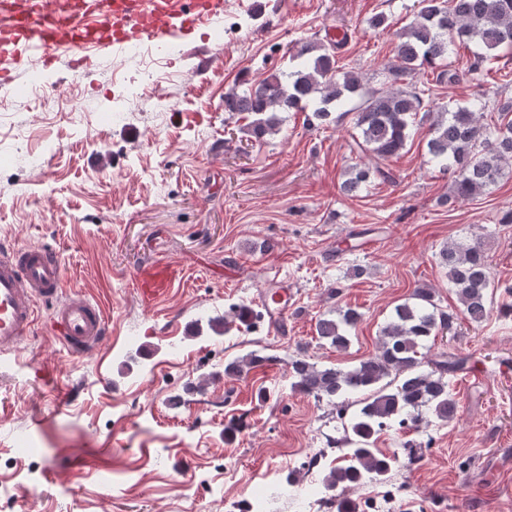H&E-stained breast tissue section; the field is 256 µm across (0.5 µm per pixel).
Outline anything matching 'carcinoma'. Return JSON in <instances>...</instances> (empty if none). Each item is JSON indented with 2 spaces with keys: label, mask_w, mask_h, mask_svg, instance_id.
I'll return each mask as SVG.
<instances>
[{
  "label": "carcinoma",
  "mask_w": 512,
  "mask_h": 512,
  "mask_svg": "<svg viewBox=\"0 0 512 512\" xmlns=\"http://www.w3.org/2000/svg\"><path fill=\"white\" fill-rule=\"evenodd\" d=\"M348 41L309 40L292 55L297 61L291 72L268 74L244 90L224 94V111L246 112L252 116L250 133L261 141L279 132L281 112L299 111L313 105V115L325 122L338 108L350 105L355 113L359 137L356 147L387 161L407 147L411 127L418 114L432 115L427 141L431 159L455 174L453 197L469 199L494 184L501 176V162L512 157V100L495 99V92L483 80L484 72L512 49V0H419L412 22L399 35L395 61L384 66L391 88L360 93L359 79L337 65L339 51ZM474 44L467 73L477 81L479 91L466 103L452 99L439 104L432 88L419 80L431 71L437 82H454L457 71L448 69V57L457 46ZM499 113L500 123L485 126L477 113ZM393 183L388 168H359L344 184L352 192L370 176ZM448 282L457 295L459 311L445 312L427 288H418L407 301L394 307L391 320L383 327L379 353L343 370L319 367L304 356L292 359L288 370L292 388L317 400H342L358 391H371L352 413L343 431L350 445L345 464L323 479L326 486H351L387 478L396 457H385L374 448L377 434L393 423H410L419 431L429 426V417L451 419L457 409L450 392V376L462 369L464 361L446 359L424 364L423 350L431 338L452 329L464 318L483 322L490 313L488 292L492 288L489 256L482 237L457 241L439 252ZM361 315L348 308L339 318L323 317L317 323L318 336L338 350L348 347L350 333ZM267 361L251 351L224 363V374L240 376Z\"/></svg>",
  "instance_id": "cac0c4a2"
}]
</instances>
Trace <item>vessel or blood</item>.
Masks as SVG:
<instances>
[{"label":"vessel or blood","instance_id":"obj_1","mask_svg":"<svg viewBox=\"0 0 512 512\" xmlns=\"http://www.w3.org/2000/svg\"><path fill=\"white\" fill-rule=\"evenodd\" d=\"M225 0H10L16 15L0 32V84L12 82L23 54L37 52L46 64L66 61L76 69L94 51L117 50L143 41L179 40L223 11ZM178 277L157 264L136 275L139 295L151 304L164 298ZM58 252L43 246L0 247V355L14 353L36 322L37 301L51 302L52 333L81 354L102 344L112 330L100 305L86 296L64 295ZM292 292L287 281L267 278L258 296L269 329L287 324Z\"/></svg>","mask_w":512,"mask_h":512}]
</instances>
